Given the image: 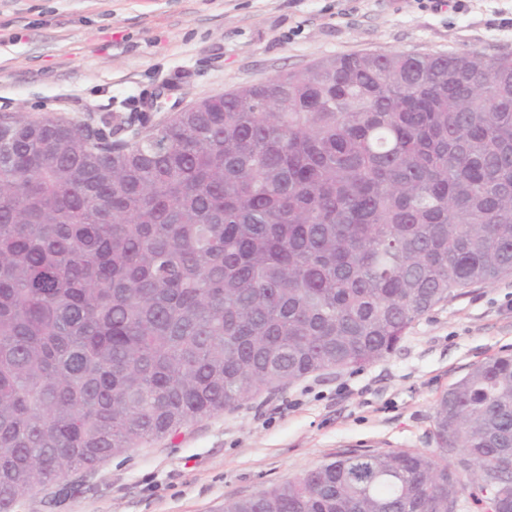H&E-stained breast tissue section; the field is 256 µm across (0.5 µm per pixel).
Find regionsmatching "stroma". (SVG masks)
<instances>
[{"mask_svg": "<svg viewBox=\"0 0 512 512\" xmlns=\"http://www.w3.org/2000/svg\"><path fill=\"white\" fill-rule=\"evenodd\" d=\"M512 54V0H0V114L99 127L337 55ZM168 107L151 108L158 89ZM512 353V276L468 288L371 364L327 370L46 482L14 512H220L334 457L435 449L436 403Z\"/></svg>", "mask_w": 512, "mask_h": 512, "instance_id": "obj_1", "label": "stroma"}]
</instances>
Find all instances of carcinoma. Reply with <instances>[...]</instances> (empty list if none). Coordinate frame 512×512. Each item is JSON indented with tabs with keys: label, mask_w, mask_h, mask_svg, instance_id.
I'll list each match as a JSON object with an SVG mask.
<instances>
[{
	"label": "carcinoma",
	"mask_w": 512,
	"mask_h": 512,
	"mask_svg": "<svg viewBox=\"0 0 512 512\" xmlns=\"http://www.w3.org/2000/svg\"><path fill=\"white\" fill-rule=\"evenodd\" d=\"M0 114V512L44 482L391 354L512 275V54L337 56L114 143ZM438 453L339 455L223 512H512V355ZM462 452L460 468L448 449Z\"/></svg>",
	"instance_id": "1"
}]
</instances>
